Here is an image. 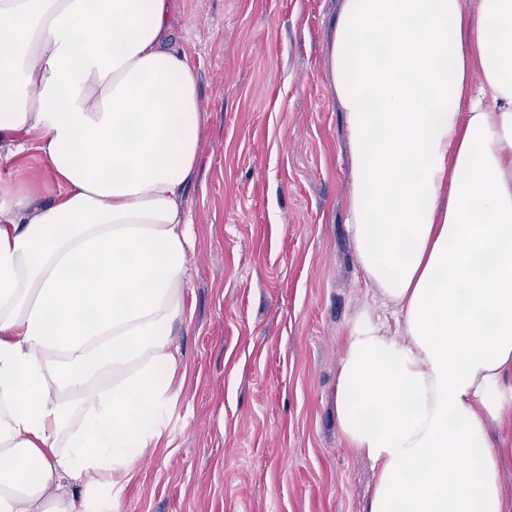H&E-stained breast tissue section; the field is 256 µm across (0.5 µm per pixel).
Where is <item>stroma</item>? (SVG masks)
I'll return each mask as SVG.
<instances>
[{
    "label": "stroma",
    "instance_id": "1",
    "mask_svg": "<svg viewBox=\"0 0 512 512\" xmlns=\"http://www.w3.org/2000/svg\"><path fill=\"white\" fill-rule=\"evenodd\" d=\"M342 0H174L205 127L186 184L188 370L119 512H365L373 473L341 441L333 390L362 308L386 310L346 230L344 115L325 68ZM48 202L37 151L0 161Z\"/></svg>",
    "mask_w": 512,
    "mask_h": 512
}]
</instances>
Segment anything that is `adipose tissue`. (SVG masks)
Instances as JSON below:
<instances>
[{
    "instance_id": "ef3b65f1",
    "label": "adipose tissue",
    "mask_w": 512,
    "mask_h": 512,
    "mask_svg": "<svg viewBox=\"0 0 512 512\" xmlns=\"http://www.w3.org/2000/svg\"><path fill=\"white\" fill-rule=\"evenodd\" d=\"M171 0H0V512H118L187 368L184 187L203 110ZM328 69L348 228L392 318L333 392L366 512H512V0H343ZM11 175L25 189L34 195L37 204L51 200L55 188L48 182L38 152L30 150L20 156L0 161V172Z\"/></svg>"
}]
</instances>
